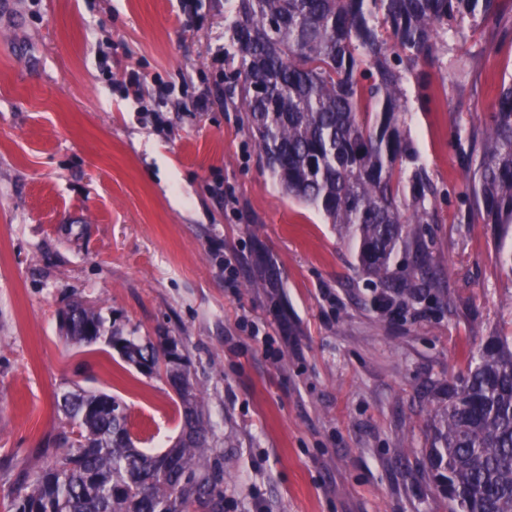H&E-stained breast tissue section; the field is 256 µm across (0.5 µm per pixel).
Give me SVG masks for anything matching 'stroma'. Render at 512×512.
I'll return each mask as SVG.
<instances>
[{
  "instance_id": "obj_1",
  "label": "stroma",
  "mask_w": 512,
  "mask_h": 512,
  "mask_svg": "<svg viewBox=\"0 0 512 512\" xmlns=\"http://www.w3.org/2000/svg\"><path fill=\"white\" fill-rule=\"evenodd\" d=\"M227 0H0V512L59 426L57 393L124 402L179 434L164 375L65 344L78 300L140 342L177 340L224 457V512H448L426 461L437 406L487 337L512 334V275L464 201L477 134L512 77V5L425 63L406 130L438 192L435 286L387 304L350 246L285 195L224 106ZM207 96V110L198 99Z\"/></svg>"
}]
</instances>
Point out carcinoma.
Here are the masks:
<instances>
[{
    "label": "carcinoma",
    "mask_w": 512,
    "mask_h": 512,
    "mask_svg": "<svg viewBox=\"0 0 512 512\" xmlns=\"http://www.w3.org/2000/svg\"><path fill=\"white\" fill-rule=\"evenodd\" d=\"M237 83L224 104L245 113L255 148L288 197L315 208L356 249L382 293L417 300L430 286L429 249L417 225L434 221L435 192L405 135L404 84L426 107L419 69L439 33L465 18L500 22L498 0H230ZM367 98L372 111L361 113ZM472 182L483 223L512 237V81L485 118ZM400 248L410 270H391ZM72 347L101 337L130 363L164 372L181 431L170 448H136L127 406L105 393L65 391L64 421L43 444L45 466L18 475L9 512H224V468L187 360L173 338L138 344L79 301L60 312ZM450 512H512V336H490L478 362L448 386L426 452Z\"/></svg>",
    "instance_id": "carcinoma-1"
}]
</instances>
